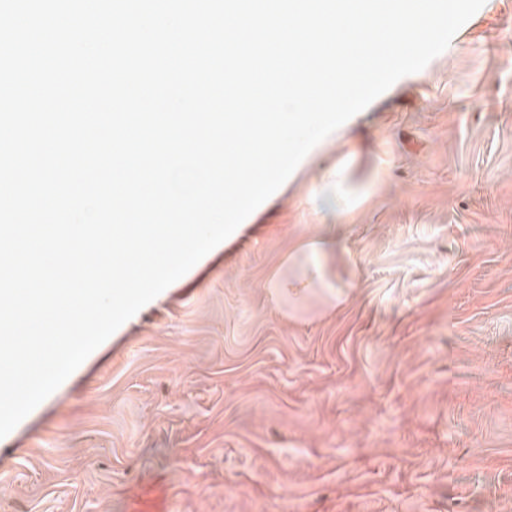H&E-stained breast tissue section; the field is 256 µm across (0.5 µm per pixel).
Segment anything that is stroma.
<instances>
[{
  "label": "stroma",
  "mask_w": 512,
  "mask_h": 512,
  "mask_svg": "<svg viewBox=\"0 0 512 512\" xmlns=\"http://www.w3.org/2000/svg\"><path fill=\"white\" fill-rule=\"evenodd\" d=\"M343 134L0 438V512H512V0ZM333 222L342 299L275 306ZM356 171L349 164L338 162L325 169L312 186L306 204L321 213L341 212L355 192V188H375L379 181L377 170L364 173L355 179Z\"/></svg>",
  "instance_id": "obj_1"
}]
</instances>
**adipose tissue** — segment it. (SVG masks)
<instances>
[{"instance_id": "ef3b65f1", "label": "adipose tissue", "mask_w": 512, "mask_h": 512, "mask_svg": "<svg viewBox=\"0 0 512 512\" xmlns=\"http://www.w3.org/2000/svg\"><path fill=\"white\" fill-rule=\"evenodd\" d=\"M378 181L377 171L359 176L351 165L339 162L322 172L312 186L306 204L321 213H336L345 208L356 188H373ZM343 249L338 225L325 224L316 238L299 243L288 260L299 263L301 276L307 282L332 292L336 290L337 282L330 274V265Z\"/></svg>"}]
</instances>
